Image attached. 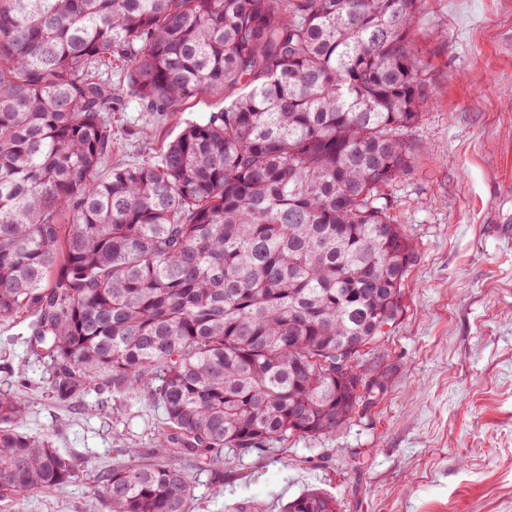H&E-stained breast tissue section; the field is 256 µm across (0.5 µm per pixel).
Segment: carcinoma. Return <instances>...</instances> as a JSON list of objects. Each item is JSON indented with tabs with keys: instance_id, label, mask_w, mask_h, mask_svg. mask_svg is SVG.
I'll list each match as a JSON object with an SVG mask.
<instances>
[{
	"instance_id": "obj_1",
	"label": "carcinoma",
	"mask_w": 512,
	"mask_h": 512,
	"mask_svg": "<svg viewBox=\"0 0 512 512\" xmlns=\"http://www.w3.org/2000/svg\"><path fill=\"white\" fill-rule=\"evenodd\" d=\"M425 0H0V320L28 322L56 396L105 377L163 411L148 454L101 476L112 512H195L189 460L331 435L381 387L348 352L401 310L414 248L385 188L429 105ZM121 60L151 112L202 94L160 163L111 164ZM0 392V501L78 461ZM284 512H336L317 489Z\"/></svg>"
}]
</instances>
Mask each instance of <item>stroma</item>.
I'll list each match as a JSON object with an SVG mask.
<instances>
[{"instance_id":"35a3bbf8","label":"stroma","mask_w":512,"mask_h":512,"mask_svg":"<svg viewBox=\"0 0 512 512\" xmlns=\"http://www.w3.org/2000/svg\"><path fill=\"white\" fill-rule=\"evenodd\" d=\"M411 34L431 105L405 135L410 172L388 189L415 258L401 313L360 359L382 386L332 435L225 451L220 483L193 472L197 512H283L309 488L339 512H512V0H426ZM223 105L205 94L161 114L122 95L113 162L157 163ZM28 336L0 322V388L25 404L26 433L87 466L0 512H110L99 476L154 447L163 412L106 388L59 401Z\"/></svg>"}]
</instances>
